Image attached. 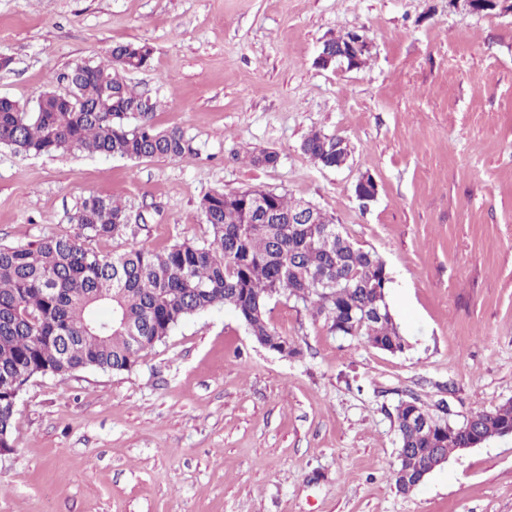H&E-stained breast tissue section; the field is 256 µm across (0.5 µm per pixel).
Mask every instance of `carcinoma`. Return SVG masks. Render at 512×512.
<instances>
[{"label": "carcinoma", "mask_w": 512, "mask_h": 512, "mask_svg": "<svg viewBox=\"0 0 512 512\" xmlns=\"http://www.w3.org/2000/svg\"><path fill=\"white\" fill-rule=\"evenodd\" d=\"M154 48L147 42L113 46L107 62L81 61L56 77L66 85L44 90L29 108L0 99V145L34 155L83 152L127 160L180 158L195 153L177 130L149 120L131 122L133 109L157 101L127 79L146 68ZM301 149L315 164H336V135L310 132ZM254 189L205 194L199 209L210 239L176 242L163 252L131 249L112 258L85 247L82 237L119 236L127 213L110 197L90 195L75 215L80 233L26 246L0 245V447H13L16 397L39 375L65 376L85 369H132L141 353L164 341L184 321L215 308L232 311L253 336L275 348L300 350L271 325L269 305L281 298L302 303L315 315L343 320L369 345L402 353L408 348L394 320L367 311L384 306L387 278L382 261L355 246L342 247L322 231L333 216L319 211L317 224H290L303 201L270 191L264 201L278 224L262 223L253 210ZM483 431L494 437L512 407L481 412ZM400 443L408 447L404 468L429 465L434 452L428 430L413 428L394 411ZM402 468V469H404ZM402 469L395 487L406 492Z\"/></svg>", "instance_id": "obj_1"}]
</instances>
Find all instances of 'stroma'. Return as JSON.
<instances>
[{"label": "stroma", "instance_id": "35a3bbf8", "mask_svg": "<svg viewBox=\"0 0 512 512\" xmlns=\"http://www.w3.org/2000/svg\"><path fill=\"white\" fill-rule=\"evenodd\" d=\"M372 44L357 69L318 67L322 41ZM145 41L132 73L150 120L197 152L136 161L0 146V245L78 230L89 195L113 196L125 234L104 256L207 238L209 192L274 190L334 216L375 252L409 348L337 336L325 317L272 303L300 348L259 345L234 313L182 323L131 370L29 380L0 512H512V436L451 453L396 491L400 399L459 415L512 400V8L465 0H0V96L35 101L108 47ZM314 130L343 137L339 169L314 164ZM277 165H251L260 150ZM371 175L376 199L354 195Z\"/></svg>", "mask_w": 512, "mask_h": 512}]
</instances>
